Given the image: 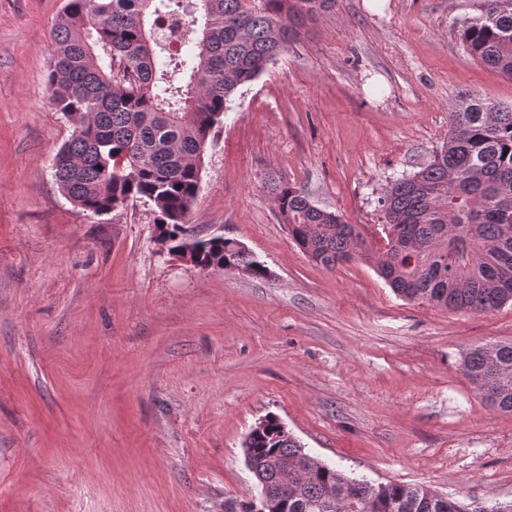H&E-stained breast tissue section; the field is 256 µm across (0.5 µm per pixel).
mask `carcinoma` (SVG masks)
Segmentation results:
<instances>
[{
    "label": "carcinoma",
    "mask_w": 512,
    "mask_h": 512,
    "mask_svg": "<svg viewBox=\"0 0 512 512\" xmlns=\"http://www.w3.org/2000/svg\"><path fill=\"white\" fill-rule=\"evenodd\" d=\"M337 0H66L53 28L50 100L73 127L53 177L83 211L100 216L138 200L153 206L170 254L202 270L266 267L240 242L199 239L188 214L201 161L233 95L295 42L306 18ZM184 19L201 39L174 54L164 29ZM469 59L512 77V7L483 0L462 33ZM448 141L420 171L379 198L385 244L377 248L300 188L270 191L297 246L327 269L359 258L392 291L455 311L484 313L512 301V107L468 94L449 108ZM461 370L492 408L512 413V342L468 349ZM258 477L276 485L277 465L302 445L273 414L252 438ZM336 494L331 504L330 494ZM272 512H478L427 487L374 483L327 464Z\"/></svg>",
    "instance_id": "1"
}]
</instances>
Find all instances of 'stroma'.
Wrapping results in <instances>:
<instances>
[{
    "label": "stroma",
    "instance_id": "35a3bbf8",
    "mask_svg": "<svg viewBox=\"0 0 512 512\" xmlns=\"http://www.w3.org/2000/svg\"><path fill=\"white\" fill-rule=\"evenodd\" d=\"M63 3L0 0V512H227L259 496L242 443L269 413L348 476L511 504L512 414L460 360L512 342V303L454 311L357 259L326 269L269 190L303 189L383 246L378 200L447 141L450 105L512 106V78L463 49L482 0H338L233 97L188 222L263 277L161 252L150 205L93 217L61 194Z\"/></svg>",
    "mask_w": 512,
    "mask_h": 512
}]
</instances>
